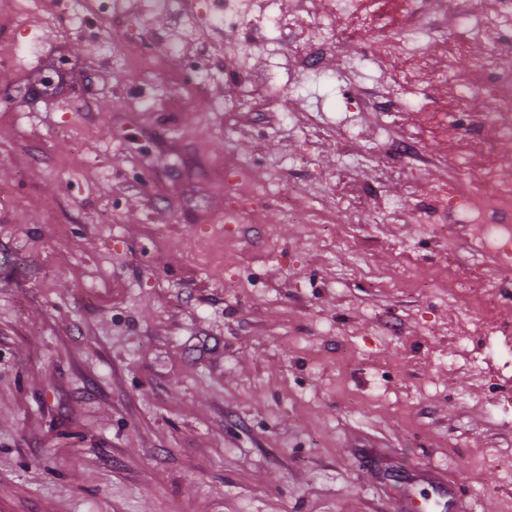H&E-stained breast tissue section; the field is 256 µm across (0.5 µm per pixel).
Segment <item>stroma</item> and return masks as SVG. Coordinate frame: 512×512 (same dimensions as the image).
<instances>
[{"label": "stroma", "instance_id": "stroma-1", "mask_svg": "<svg viewBox=\"0 0 512 512\" xmlns=\"http://www.w3.org/2000/svg\"><path fill=\"white\" fill-rule=\"evenodd\" d=\"M153 2L78 25L69 0H0L20 76L0 81V512H512V356L470 358L486 337L439 285L497 268L461 215L414 214L492 148L431 123L470 79L439 75L465 0H424L446 40L400 90L349 19L311 84L285 65L297 32L196 0L179 42ZM197 55L199 89L179 67ZM228 66L274 82L229 87ZM364 88L401 111H350ZM229 156L296 187L307 223L277 197L225 223Z\"/></svg>", "mask_w": 512, "mask_h": 512}]
</instances>
